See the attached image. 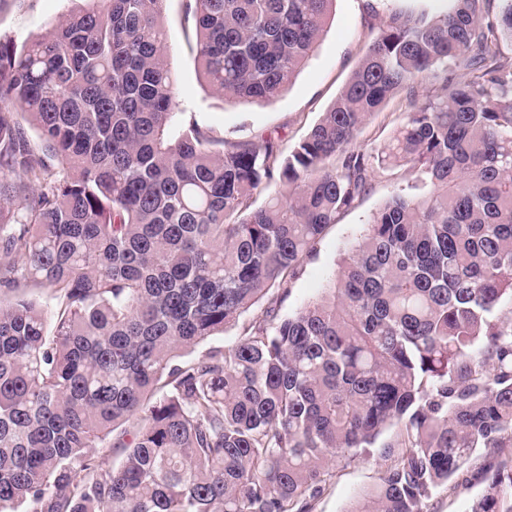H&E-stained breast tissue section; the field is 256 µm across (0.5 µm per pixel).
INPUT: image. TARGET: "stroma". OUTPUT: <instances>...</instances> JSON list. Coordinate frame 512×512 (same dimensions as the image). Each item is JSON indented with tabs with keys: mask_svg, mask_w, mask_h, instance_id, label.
<instances>
[{
	"mask_svg": "<svg viewBox=\"0 0 512 512\" xmlns=\"http://www.w3.org/2000/svg\"><path fill=\"white\" fill-rule=\"evenodd\" d=\"M366 4L367 0H334L326 32L315 53L281 97L264 104H232L213 94L199 78L186 0H167L163 18L167 60L185 120L212 130L219 138L242 141L271 134L280 137L285 147L294 146L330 107L382 25L383 16L368 15ZM88 6V0H0V35L21 43L33 34L53 29L66 15ZM402 121L399 102L391 101L363 126L359 144L377 149ZM409 178L403 168L379 174L371 192L337 216L293 281L289 296L280 306L281 315L293 314L318 294L347 256L369 215ZM392 440V431H385L372 447L336 460L322 493L312 502L311 512H347L361 491L378 483L386 467L381 450ZM505 464H512V448L479 452L448 486L432 491L425 502L426 512H468L472 500L482 493L486 477Z\"/></svg>",
	"mask_w": 512,
	"mask_h": 512,
	"instance_id": "1",
	"label": "stroma"
}]
</instances>
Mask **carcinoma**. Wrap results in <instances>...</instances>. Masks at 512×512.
<instances>
[{"label":"carcinoma","mask_w":512,"mask_h":512,"mask_svg":"<svg viewBox=\"0 0 512 512\" xmlns=\"http://www.w3.org/2000/svg\"><path fill=\"white\" fill-rule=\"evenodd\" d=\"M91 2L0 36V512H309L329 465L394 425L346 512H424L477 450L511 448L512 0L390 9L301 141L218 151L194 123L172 135L165 0ZM333 2L192 0L200 78L280 96ZM395 96L400 127L357 145ZM403 167L324 294L279 316L326 227ZM271 290L241 341L182 361ZM109 437L119 460L88 458ZM486 481L469 512H512V465Z\"/></svg>","instance_id":"1"}]
</instances>
